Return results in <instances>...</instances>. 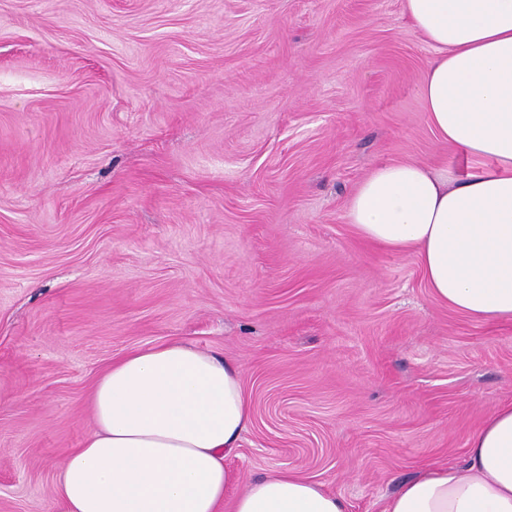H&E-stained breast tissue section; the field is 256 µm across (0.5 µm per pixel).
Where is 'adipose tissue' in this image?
I'll list each match as a JSON object with an SVG mask.
<instances>
[{
	"mask_svg": "<svg viewBox=\"0 0 512 512\" xmlns=\"http://www.w3.org/2000/svg\"><path fill=\"white\" fill-rule=\"evenodd\" d=\"M434 51L421 82L438 137L466 175L416 162L376 165L347 219L364 241L415 254L428 288L471 319L512 321V0H403ZM93 427L58 470L63 512H347L298 473L230 494L227 465L252 419L236 367L181 341L127 353L96 380ZM383 512H512V403L467 440L462 466L427 469Z\"/></svg>",
	"mask_w": 512,
	"mask_h": 512,
	"instance_id": "adipose-tissue-1",
	"label": "adipose tissue"
}]
</instances>
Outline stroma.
<instances>
[{"mask_svg": "<svg viewBox=\"0 0 512 512\" xmlns=\"http://www.w3.org/2000/svg\"><path fill=\"white\" fill-rule=\"evenodd\" d=\"M402 0H0V512L55 475L113 360L168 340L237 367L235 491L295 470L382 512L512 403V321L437 302L346 210L432 131Z\"/></svg>", "mask_w": 512, "mask_h": 512, "instance_id": "stroma-1", "label": "stroma"}]
</instances>
